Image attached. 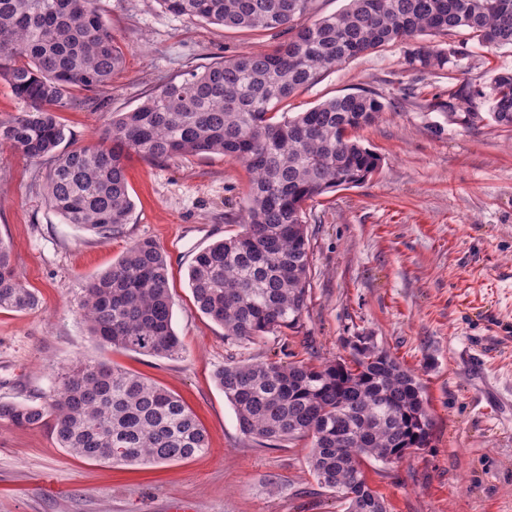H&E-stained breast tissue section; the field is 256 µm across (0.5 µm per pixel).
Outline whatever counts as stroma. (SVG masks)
Wrapping results in <instances>:
<instances>
[{"instance_id": "35a3bbf8", "label": "stroma", "mask_w": 512, "mask_h": 512, "mask_svg": "<svg viewBox=\"0 0 512 512\" xmlns=\"http://www.w3.org/2000/svg\"><path fill=\"white\" fill-rule=\"evenodd\" d=\"M126 63L96 93L76 91L58 117L65 147L101 142L116 112L167 78L284 41L275 31L227 29L166 12L157 0H102ZM454 78L413 72L404 46L361 55L290 97L303 112L367 90L390 101L358 132L381 159L364 183L305 206L308 308L299 328L243 345L197 308L188 286L196 253L239 232L251 175L227 157H141L128 165L133 202L121 233L102 238L64 223L34 184L38 164L0 148V240L39 304L0 310V400L36 404L58 368L107 361L179 395L208 434L206 453L180 462L116 466L71 456L50 425L0 421V512H345L309 475V443L245 436L214 374L232 360L350 362L354 337H373L421 382L432 419L428 448L392 464L365 462L390 512H512V131L466 129L430 110L449 87H488L512 69V49L470 43ZM163 247L181 356L97 345L74 311L85 280L136 241Z\"/></svg>"}]
</instances>
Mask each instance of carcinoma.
<instances>
[{
  "instance_id": "1",
  "label": "carcinoma",
  "mask_w": 512,
  "mask_h": 512,
  "mask_svg": "<svg viewBox=\"0 0 512 512\" xmlns=\"http://www.w3.org/2000/svg\"><path fill=\"white\" fill-rule=\"evenodd\" d=\"M165 11L234 29L279 30L271 52L252 51L168 78L130 112L112 117L110 141L61 150L57 112L72 89L96 92L125 62L101 0H0V78L23 109L0 118V146L46 167L45 202L64 223L102 238L128 223L132 156L172 160L220 154L252 174L242 230L201 250L188 285L199 310L224 336L253 343L300 326L311 278L305 205L373 175L380 157L356 131L389 103L373 92L284 111L288 98L322 73L419 35L435 38L405 51L416 72L453 73L469 54L445 38L465 31L483 46L512 47V0H348L308 24L311 0H157ZM487 105V111L479 106ZM428 108L465 128L484 120L512 131V71L495 72L489 92L462 94ZM37 306L0 240V309ZM76 313L102 347L159 358L183 351L172 326L173 295L164 250L133 243L112 267L81 288ZM215 382L241 432L259 441L308 439L310 472L346 500L347 512H389L363 461L393 463L430 444L432 419L415 375L371 336H358L352 364L321 366L241 360ZM0 421L51 424L69 454L127 466L160 465L205 453L208 440L178 396L105 361H76L57 372L38 405L0 401Z\"/></svg>"
}]
</instances>
